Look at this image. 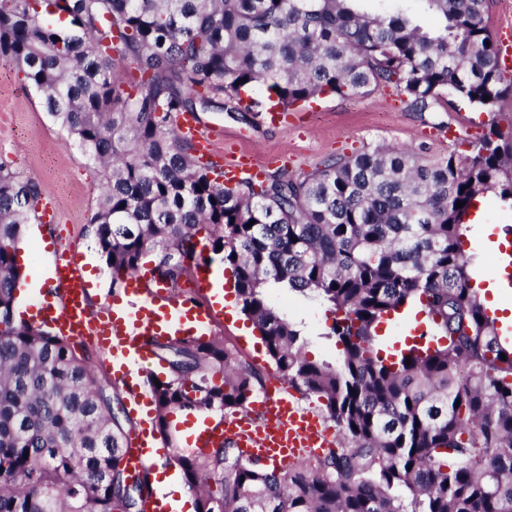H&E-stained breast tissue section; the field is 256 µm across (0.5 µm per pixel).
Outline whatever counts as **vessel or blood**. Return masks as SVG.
<instances>
[{"label": "vessel or blood", "instance_id": "vessel-or-blood-1", "mask_svg": "<svg viewBox=\"0 0 512 512\" xmlns=\"http://www.w3.org/2000/svg\"><path fill=\"white\" fill-rule=\"evenodd\" d=\"M177 130L193 141L202 161L222 166L224 183L255 173L260 166L259 160L248 154L224 157L222 130L199 124L192 114L179 116ZM217 277L212 265H202L195 286L208 300L196 305L174 299L150 276L138 273L128 278L124 298L94 314L87 304V283L76 261V247L70 244L58 250L50 286L30 296L29 310L34 319L58 335L73 340L95 337L97 345L111 355L119 379L138 400L146 386L144 377L154 364L146 337L206 335L224 316L223 306L209 299ZM258 406L262 415L258 421L240 413L202 414L188 437V446L206 448L222 438L241 448L247 457L283 467L295 463L304 452L327 447L328 430L295 406L285 386L268 388Z\"/></svg>", "mask_w": 512, "mask_h": 512}]
</instances>
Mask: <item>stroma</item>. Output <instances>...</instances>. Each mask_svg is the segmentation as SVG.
I'll use <instances>...</instances> for the list:
<instances>
[{"instance_id": "obj_1", "label": "stroma", "mask_w": 512, "mask_h": 512, "mask_svg": "<svg viewBox=\"0 0 512 512\" xmlns=\"http://www.w3.org/2000/svg\"><path fill=\"white\" fill-rule=\"evenodd\" d=\"M0 72L8 81L0 85V158L11 163L21 178L38 179L44 186V203L57 214L55 226L25 230V246L19 252L24 282L39 278L54 259L58 245L78 244L77 262L91 286L89 307L105 308L112 301V276L86 227L95 211L99 177L67 143V134L46 114L40 94L24 79L10 60L0 58ZM457 137L478 142L489 126L512 132V96L505 97L495 112H470L458 106L450 114ZM197 120L224 133L222 148L227 153L245 152L266 164L267 171L287 170L299 176L311 172L333 155L350 156L378 144L422 148L426 157L446 154L432 118L408 111L391 91H379L364 98L343 100L327 97L315 101L304 112H294L288 121L270 123L264 116L242 118L234 112H201ZM271 301L290 316L307 339L310 359L338 362L340 350L324 333L332 314L319 301L278 288L270 289ZM215 332L234 346L239 355L260 369L265 378L277 370L249 322L242 314H225Z\"/></svg>"}]
</instances>
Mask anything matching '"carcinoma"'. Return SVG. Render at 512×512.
<instances>
[{"mask_svg":"<svg viewBox=\"0 0 512 512\" xmlns=\"http://www.w3.org/2000/svg\"><path fill=\"white\" fill-rule=\"evenodd\" d=\"M366 0H0V57L99 171L90 234L123 288L142 258L176 286L200 233L231 269L241 312L295 389L323 400L344 448L283 470L221 441L175 462L196 512H501L512 504V350L472 288L463 228L478 199L512 202V138L492 125L436 161L375 146L315 172L224 185L176 134L178 116L288 112L394 89L411 112L512 95L485 19L489 0H418L425 16ZM489 100H484V97ZM44 194L0 161V512H142L112 383L92 355L16 316L18 244ZM465 205L456 207V202ZM222 249H217V245ZM274 284L320 299L337 365L307 358ZM432 334L387 354L380 326L409 304ZM156 427L248 412L261 372L224 337L153 343ZM506 359H501V355ZM411 364H405V360ZM161 386H156V383Z\"/></svg>","mask_w":512,"mask_h":512,"instance_id":"cac0c4a2","label":"carcinoma"}]
</instances>
